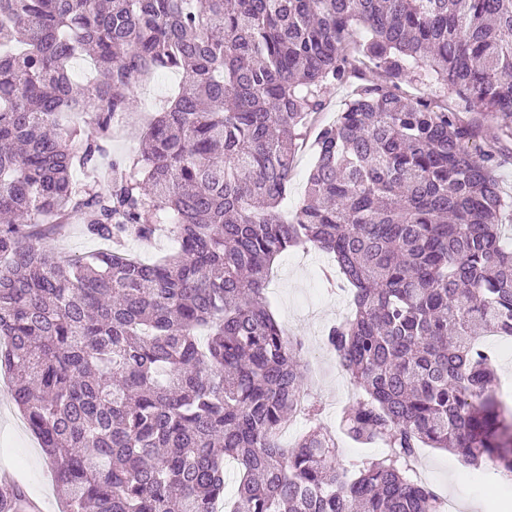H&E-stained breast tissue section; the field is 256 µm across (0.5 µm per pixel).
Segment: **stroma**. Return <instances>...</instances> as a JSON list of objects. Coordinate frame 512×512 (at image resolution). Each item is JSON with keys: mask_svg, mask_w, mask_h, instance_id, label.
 I'll return each mask as SVG.
<instances>
[{"mask_svg": "<svg viewBox=\"0 0 512 512\" xmlns=\"http://www.w3.org/2000/svg\"><path fill=\"white\" fill-rule=\"evenodd\" d=\"M326 254L315 248L292 249L274 263L267 289L271 311L278 322L302 343L298 353L308 372L311 400L321 405L320 422L335 434L336 464H354L380 458L379 445L359 446L339 433V414L357 396L349 375L324 344L332 323L350 310V295L336 278L320 274ZM9 471L42 505V512H59L53 473L35 436L15 407L6 375L0 373V471ZM415 480L432 487L444 500L456 502L455 512H469L480 501L485 512H512V483L502 484L496 473L481 467L463 468L460 457L440 448H422L414 464Z\"/></svg>", "mask_w": 512, "mask_h": 512, "instance_id": "1", "label": "stroma"}]
</instances>
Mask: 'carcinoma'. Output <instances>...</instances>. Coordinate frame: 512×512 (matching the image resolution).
I'll return each mask as SVG.
<instances>
[{
    "label": "carcinoma",
    "mask_w": 512,
    "mask_h": 512,
    "mask_svg": "<svg viewBox=\"0 0 512 512\" xmlns=\"http://www.w3.org/2000/svg\"><path fill=\"white\" fill-rule=\"evenodd\" d=\"M80 57L96 77L77 87ZM364 60L383 82L318 123ZM162 72L179 82L145 112L140 153L100 178L142 112L133 89ZM425 81L446 94L406 97ZM472 101L512 139V0H0V372L60 512H446L410 477L423 446L512 473V406L480 344L512 338V201L496 145L467 148ZM76 216L106 248L48 243ZM161 229L176 251L125 250ZM307 245L352 294L325 334L359 390L340 429L386 448L351 472L265 294L275 259ZM28 499L0 489V512ZM312 150L306 145L298 152L294 159V174L288 193L283 200L281 207L284 212L293 213L296 207L303 200L306 191L307 175L312 164Z\"/></svg>",
    "instance_id": "1"
}]
</instances>
